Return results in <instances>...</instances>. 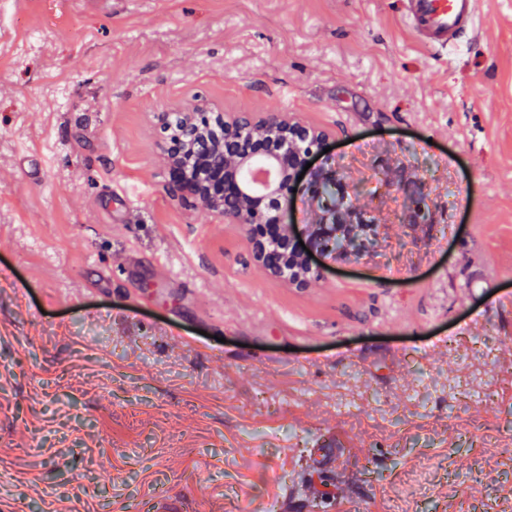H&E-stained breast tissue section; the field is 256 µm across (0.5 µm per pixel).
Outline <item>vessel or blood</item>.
Returning a JSON list of instances; mask_svg holds the SVG:
<instances>
[{
    "label": "vessel or blood",
    "instance_id": "b4317fda",
    "mask_svg": "<svg viewBox=\"0 0 512 512\" xmlns=\"http://www.w3.org/2000/svg\"><path fill=\"white\" fill-rule=\"evenodd\" d=\"M403 18L426 49L457 45L460 34L475 25L481 0H403Z\"/></svg>",
    "mask_w": 512,
    "mask_h": 512
}]
</instances>
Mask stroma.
Segmentation results:
<instances>
[{"instance_id": "stroma-1", "label": "stroma", "mask_w": 512, "mask_h": 512, "mask_svg": "<svg viewBox=\"0 0 512 512\" xmlns=\"http://www.w3.org/2000/svg\"><path fill=\"white\" fill-rule=\"evenodd\" d=\"M463 40L0 0V512H512V0ZM271 110L366 226L302 285L167 189L165 120Z\"/></svg>"}]
</instances>
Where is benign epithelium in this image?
<instances>
[{
  "label": "benign epithelium",
  "mask_w": 512,
  "mask_h": 512,
  "mask_svg": "<svg viewBox=\"0 0 512 512\" xmlns=\"http://www.w3.org/2000/svg\"><path fill=\"white\" fill-rule=\"evenodd\" d=\"M212 121L189 119L176 134L174 148L193 151L203 142ZM217 143H205L202 155L193 153L188 162L209 170L208 183L185 174V166L173 164L168 190L173 196L193 197L224 219L248 227L255 257L274 274L289 272V280L302 283L314 274L308 250L295 244L296 228L282 224L272 211L280 200H289L296 176L309 162L312 147L323 134L292 123L284 112L270 111L253 123L248 119L221 120ZM313 193L323 196L322 187L335 183V171L313 172ZM326 213L313 225L310 246L327 255L336 253L338 237L353 238V222L338 202L327 203Z\"/></svg>",
  "instance_id": "obj_1"
}]
</instances>
